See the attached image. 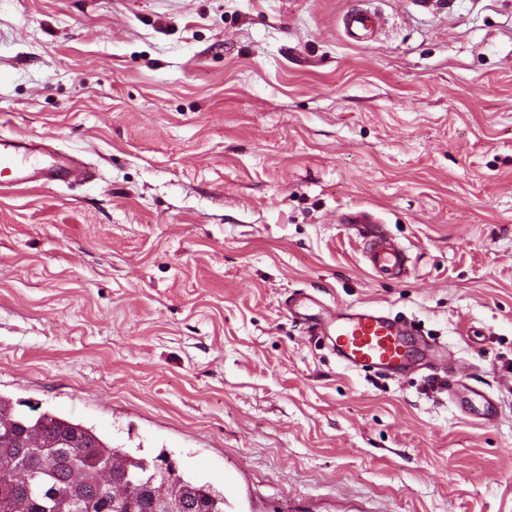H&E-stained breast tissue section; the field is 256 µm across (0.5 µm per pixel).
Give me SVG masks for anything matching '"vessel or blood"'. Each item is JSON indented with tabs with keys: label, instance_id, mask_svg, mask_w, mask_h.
I'll list each match as a JSON object with an SVG mask.
<instances>
[{
	"label": "vessel or blood",
	"instance_id": "obj_1",
	"mask_svg": "<svg viewBox=\"0 0 512 512\" xmlns=\"http://www.w3.org/2000/svg\"><path fill=\"white\" fill-rule=\"evenodd\" d=\"M343 24L347 38L367 42L379 27L380 18L376 13L361 10L349 13ZM71 166L70 157L49 155L41 143L0 134V176L8 181L24 184L39 177L61 181L67 177ZM340 221L351 225L363 240L366 264L377 277L392 280L408 272L411 263L408 249L384 233L373 213L352 210L343 213ZM287 310L310 335L320 337L337 359L353 370L398 374L416 334L412 325L391 317L380 308H327L307 293L290 300ZM448 392L455 397L480 401L482 418L493 416V401L482 389L456 380L450 384Z\"/></svg>",
	"mask_w": 512,
	"mask_h": 512
}]
</instances>
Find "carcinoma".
<instances>
[{"label": "carcinoma", "instance_id": "cac0c4a2", "mask_svg": "<svg viewBox=\"0 0 512 512\" xmlns=\"http://www.w3.org/2000/svg\"><path fill=\"white\" fill-rule=\"evenodd\" d=\"M169 459L137 457L54 413L15 411L0 398V512H156L161 488L177 512H224V493Z\"/></svg>", "mask_w": 512, "mask_h": 512}]
</instances>
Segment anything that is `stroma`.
I'll return each mask as SVG.
<instances>
[{
    "mask_svg": "<svg viewBox=\"0 0 512 512\" xmlns=\"http://www.w3.org/2000/svg\"><path fill=\"white\" fill-rule=\"evenodd\" d=\"M359 8L378 39L345 36ZM0 132L89 173L0 187L16 410L234 474L224 512H512V0H0ZM302 291L414 323L493 420L431 356L346 369ZM339 222L351 224L350 228L364 241L363 257L377 277L392 280L409 271L412 259L408 249L384 233L373 213L352 210L343 213ZM450 395L456 397L461 396L467 400H479L482 403V412L478 415L482 416L483 419H490L494 414V405L490 396L482 389L471 385L469 383L455 380L448 387Z\"/></svg>",
    "mask_w": 512,
    "mask_h": 512,
    "instance_id": "obj_1",
    "label": "stroma"
}]
</instances>
